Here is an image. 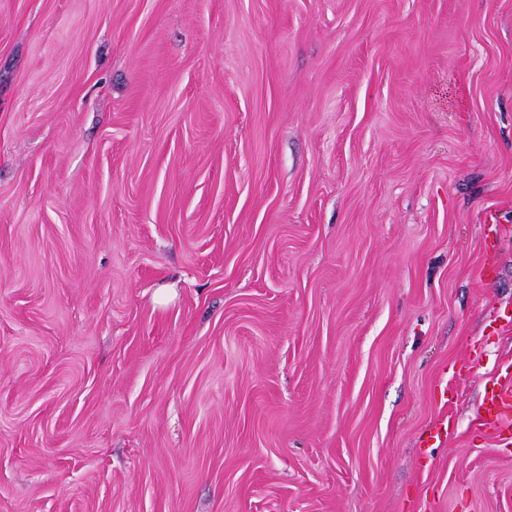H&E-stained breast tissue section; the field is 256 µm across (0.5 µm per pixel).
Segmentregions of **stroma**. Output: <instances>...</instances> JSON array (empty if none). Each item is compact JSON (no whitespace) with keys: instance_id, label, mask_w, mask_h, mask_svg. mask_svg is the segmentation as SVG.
<instances>
[{"instance_id":"1","label":"stroma","mask_w":512,"mask_h":512,"mask_svg":"<svg viewBox=\"0 0 512 512\" xmlns=\"http://www.w3.org/2000/svg\"><path fill=\"white\" fill-rule=\"evenodd\" d=\"M512 0H0V512H512ZM512 378L492 390L481 407V424L493 428L506 445L512 443Z\"/></svg>"}]
</instances>
